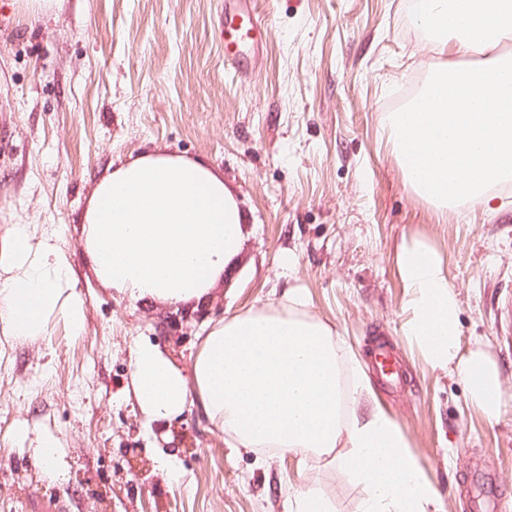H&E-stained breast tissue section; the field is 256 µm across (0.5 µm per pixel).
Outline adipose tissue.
I'll return each mask as SVG.
<instances>
[{"instance_id":"ef3b65f1","label":"adipose tissue","mask_w":512,"mask_h":512,"mask_svg":"<svg viewBox=\"0 0 512 512\" xmlns=\"http://www.w3.org/2000/svg\"><path fill=\"white\" fill-rule=\"evenodd\" d=\"M97 280L129 301L180 308L203 300L239 254L244 216L210 165L154 152L122 163L95 186L81 215ZM396 262L410 316L402 336L433 370L457 373L487 416L512 400L482 344L461 347L460 304L428 241L403 242ZM289 289L283 303L248 309L201 327L190 371L153 344L131 350L129 394L145 423L198 407L239 448L327 458L364 492L362 512H438L439 494L408 450L398 422L333 326ZM87 303L69 254L53 239L13 225L0 239V334L37 337L61 318L83 335Z\"/></svg>"}]
</instances>
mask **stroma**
<instances>
[{
  "label": "stroma",
  "mask_w": 512,
  "mask_h": 512,
  "mask_svg": "<svg viewBox=\"0 0 512 512\" xmlns=\"http://www.w3.org/2000/svg\"><path fill=\"white\" fill-rule=\"evenodd\" d=\"M255 6L269 28L242 78L224 66V0H63L35 18L0 0V236L15 224L53 235L87 301L84 336L59 318L48 338L0 335V512H287L304 486L360 512V486L324 459L232 447L195 409L148 428L127 395L135 344L188 369L202 322L278 304L293 287L362 372L372 343L392 344L403 384L374 390L442 512L477 500L512 512V404L488 419L457 376L403 340L396 267L402 242L436 245L462 348L487 343L512 393V183L491 206L441 215L405 184L379 128L414 80L477 57L432 50L409 0ZM149 152L206 161L246 217L239 256L194 311L123 298L83 249L78 217L97 182ZM42 433L59 443L62 482L34 463Z\"/></svg>",
  "instance_id": "obj_1"
}]
</instances>
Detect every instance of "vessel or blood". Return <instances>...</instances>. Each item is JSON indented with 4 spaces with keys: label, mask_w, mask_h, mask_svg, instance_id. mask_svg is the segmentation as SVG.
Wrapping results in <instances>:
<instances>
[{
    "label": "vessel or blood",
    "mask_w": 512,
    "mask_h": 512,
    "mask_svg": "<svg viewBox=\"0 0 512 512\" xmlns=\"http://www.w3.org/2000/svg\"><path fill=\"white\" fill-rule=\"evenodd\" d=\"M267 26L257 13L253 0H224L222 36L224 62L232 70L245 72L254 66ZM371 361L378 378L387 388H398L401 374L391 350L385 344L376 345Z\"/></svg>",
    "instance_id": "b4317fda"
}]
</instances>
